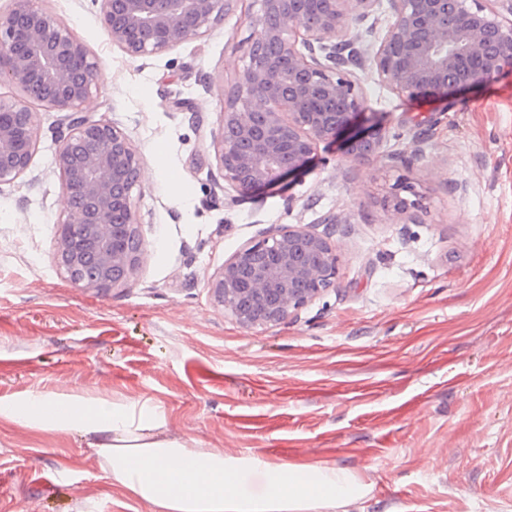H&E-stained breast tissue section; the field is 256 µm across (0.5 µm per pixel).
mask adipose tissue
<instances>
[{
    "mask_svg": "<svg viewBox=\"0 0 512 512\" xmlns=\"http://www.w3.org/2000/svg\"><path fill=\"white\" fill-rule=\"evenodd\" d=\"M0 418L81 434L113 484L153 512H343L370 492L346 467L233 457L169 436L148 400L31 393L0 401Z\"/></svg>",
    "mask_w": 512,
    "mask_h": 512,
    "instance_id": "1",
    "label": "adipose tissue"
}]
</instances>
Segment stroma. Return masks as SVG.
Here are the masks:
<instances>
[{
	"mask_svg": "<svg viewBox=\"0 0 512 512\" xmlns=\"http://www.w3.org/2000/svg\"><path fill=\"white\" fill-rule=\"evenodd\" d=\"M40 5L103 76L84 116L142 158L132 196L145 253L122 288L60 273V115L38 107L31 170L0 186V399H148L169 434L225 455L358 472L372 489L351 512H512V73L402 98L355 67L358 129L388 128L384 151L412 154L424 194L413 222L393 224L376 199L400 164L351 160L341 138L282 185L226 190L211 133L249 62L251 0L145 57L112 44L90 0ZM334 214L348 221L322 297L252 329L214 304L208 282L237 250ZM0 512L152 508L113 485L78 434L0 419Z\"/></svg>",
	"mask_w": 512,
	"mask_h": 512,
	"instance_id": "stroma-1",
	"label": "stroma"
}]
</instances>
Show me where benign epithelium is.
<instances>
[{
    "label": "benign epithelium",
    "instance_id": "7a95c632",
    "mask_svg": "<svg viewBox=\"0 0 512 512\" xmlns=\"http://www.w3.org/2000/svg\"><path fill=\"white\" fill-rule=\"evenodd\" d=\"M0 17V82L21 97L0 98V184L23 178L38 148L33 105L64 113L57 166L65 210L54 246L59 270L77 287L120 288L138 270L144 238L131 191L141 159L113 124L81 115L98 91L86 46L38 0H11ZM233 0H91L112 44L131 57L154 55L199 38L224 20ZM249 65L211 135L224 182L239 196L275 186L305 168L317 144L347 133L363 115L359 80L339 50L367 56L378 81L399 97L446 95L512 71V0H390L384 33L363 49L351 30L380 0H254ZM385 128L355 135L346 154L381 161ZM379 204L396 222L422 207L423 195L401 157ZM330 236L287 224L247 244L209 281L213 302L245 328L276 325L320 298L336 281Z\"/></svg>",
    "mask_w": 512,
    "mask_h": 512
}]
</instances>
